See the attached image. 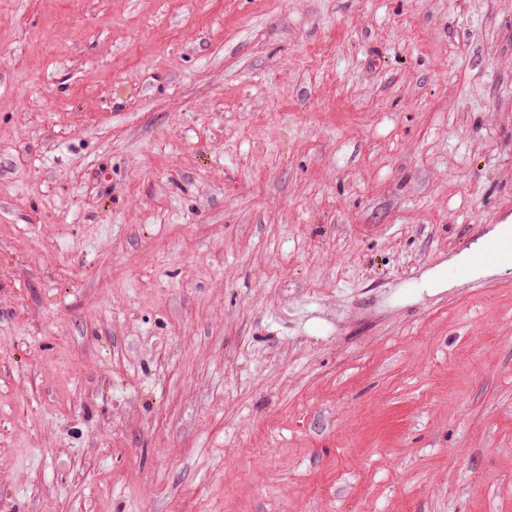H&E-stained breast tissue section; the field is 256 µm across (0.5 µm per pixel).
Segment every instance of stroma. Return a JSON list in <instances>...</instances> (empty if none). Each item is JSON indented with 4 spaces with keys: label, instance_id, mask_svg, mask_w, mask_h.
<instances>
[{
    "label": "stroma",
    "instance_id": "35a3bbf8",
    "mask_svg": "<svg viewBox=\"0 0 512 512\" xmlns=\"http://www.w3.org/2000/svg\"><path fill=\"white\" fill-rule=\"evenodd\" d=\"M509 220L512 0H0V512H512Z\"/></svg>",
    "mask_w": 512,
    "mask_h": 512
}]
</instances>
